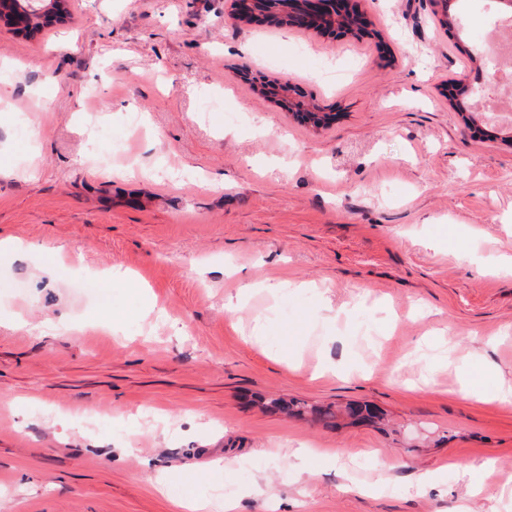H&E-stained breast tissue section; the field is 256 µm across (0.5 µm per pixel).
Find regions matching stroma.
I'll return each instance as SVG.
<instances>
[{
  "mask_svg": "<svg viewBox=\"0 0 512 512\" xmlns=\"http://www.w3.org/2000/svg\"><path fill=\"white\" fill-rule=\"evenodd\" d=\"M461 2L449 28L432 0H355L356 35L238 21L232 0H71L38 32L0 29V239L30 246L0 262V512L222 495L239 512H512V401L493 397L512 384V126L464 125L501 83ZM329 60L347 72L333 88ZM247 67L331 122H301ZM131 112L125 180L85 138L119 144ZM115 266L133 280L104 309L88 277ZM476 363L487 395L467 398ZM293 398L384 419L271 405ZM221 456L238 466L212 473ZM462 462L492 464L483 491Z\"/></svg>",
  "mask_w": 512,
  "mask_h": 512,
  "instance_id": "35a3bbf8",
  "label": "stroma"
}]
</instances>
